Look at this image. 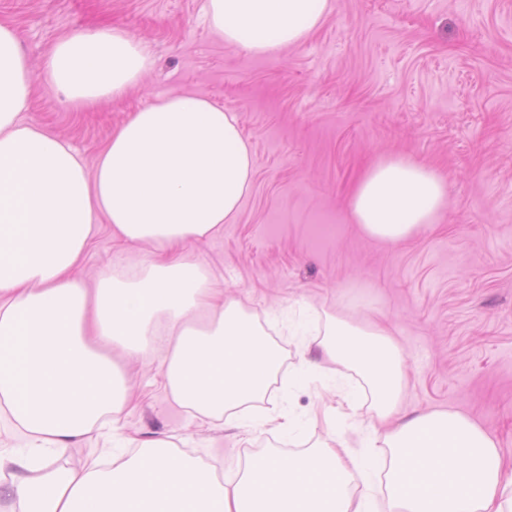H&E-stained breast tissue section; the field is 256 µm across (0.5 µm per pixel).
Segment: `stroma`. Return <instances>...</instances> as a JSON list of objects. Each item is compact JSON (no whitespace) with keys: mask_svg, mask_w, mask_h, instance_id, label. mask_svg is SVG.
I'll list each match as a JSON object with an SVG mask.
<instances>
[{"mask_svg":"<svg viewBox=\"0 0 512 512\" xmlns=\"http://www.w3.org/2000/svg\"><path fill=\"white\" fill-rule=\"evenodd\" d=\"M206 0H0L33 71L60 37L118 27L144 43L153 67L121 98L73 109L35 82L25 122L66 140L94 170L112 132L157 96L189 92L234 113L254 160L252 188L222 235L187 246L221 273L218 285L258 316L282 356L273 395L323 434V413L345 381L323 361L305 386L288 385L303 309L386 324L403 351L402 413L454 409L492 434L512 470V0H331L301 44L271 55L226 46ZM405 156L448 183V207L430 230L397 244L365 237L351 193L380 154ZM149 256L113 239L103 220L75 269L94 283L108 265ZM136 394L121 436L164 434L218 460L224 471L270 450L274 432L210 428L164 392L155 365L126 363ZM93 435L63 454L33 449L0 421V449L59 468L80 466Z\"/></svg>","mask_w":512,"mask_h":512,"instance_id":"stroma-1","label":"stroma"}]
</instances>
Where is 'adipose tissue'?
I'll return each mask as SVG.
<instances>
[{"label":"adipose tissue","instance_id":"ef3b65f1","mask_svg":"<svg viewBox=\"0 0 512 512\" xmlns=\"http://www.w3.org/2000/svg\"><path fill=\"white\" fill-rule=\"evenodd\" d=\"M330 0H207L226 45L270 55L303 42ZM142 43L116 28L60 37L33 76L15 30L0 23V402L40 448L64 450L101 422L117 427L130 400L126 359L159 353L164 389L193 416L292 437L300 418L253 414L279 371L277 346L215 274L184 251L234 221L252 182L249 145L232 113L189 93L146 105L102 148L94 172L64 140L22 122L34 79L76 110L122 95L150 70ZM446 180L402 156L380 157L350 200L369 238L399 243L437 223ZM148 262L111 269L95 286L72 271L96 219ZM321 357L357 374L328 434L307 450L246 461L232 477L154 438L78 468H50L0 450V497L21 512H373L353 476L379 480L390 512H512V477L495 439L468 416L430 410L402 419V350L387 328L327 316ZM373 413L360 454L342 437Z\"/></svg>","mask_w":512,"mask_h":512}]
</instances>
